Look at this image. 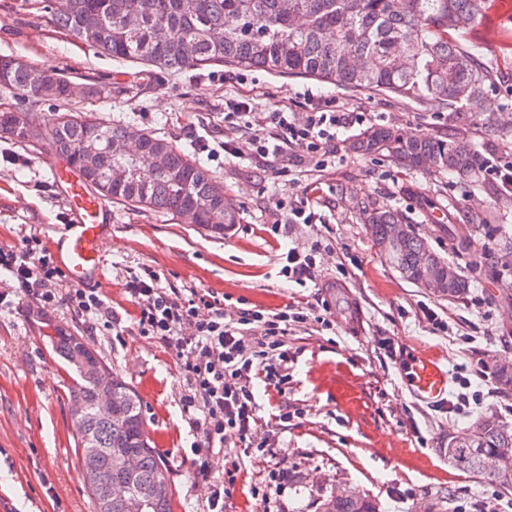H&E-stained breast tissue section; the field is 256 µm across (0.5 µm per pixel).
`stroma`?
Masks as SVG:
<instances>
[{"instance_id": "obj_1", "label": "stroma", "mask_w": 512, "mask_h": 512, "mask_svg": "<svg viewBox=\"0 0 512 512\" xmlns=\"http://www.w3.org/2000/svg\"><path fill=\"white\" fill-rule=\"evenodd\" d=\"M465 43L503 79L488 90L480 113L453 120L425 104H406L372 92H348L302 78L253 68L220 67L160 73L96 53L57 30L41 0H0V54L61 70L72 80L90 78L104 97L79 102L81 110L111 122L157 132L187 148L224 185L240 222L221 238L169 217L111 205L112 238L104 249L105 302L118 316L116 330L88 333V322L61 306L39 308L12 295L0 304V512H93L77 458L66 368L45 336L58 325L86 338L101 359L137 391L154 445L173 490V512H208L210 489L193 475V433L182 413L179 362L156 340L139 335L136 308L124 291L130 272L151 267L163 285L197 288L224 297V319L246 309H275L287 303L314 304L309 320L292 325L286 338L288 382L284 394L259 400L255 446L229 438L213 454L210 469L222 478L231 462L240 470L224 512H315L320 499L352 487L375 497L384 512H446L454 500L485 502L492 485L456 470L444 450L466 432L472 417L495 412L512 426V395L503 396L493 370L512 352V267L499 258L512 248V195L490 197L491 181L465 183L453 174L406 171L383 156L351 153V132L339 134L333 163L316 171L296 164L287 150L283 173L249 155L225 156V144L244 147L264 113L288 106L307 112L308 95L360 112L370 127L392 126L404 135L443 136L462 132L478 155L512 157V141L485 131L493 121L512 134V0L486 6ZM250 105V122L224 124V102ZM64 163L48 147L31 149L0 138V247L32 235L49 241L69 223V207L55 178ZM317 199L322 220L292 224L291 205ZM373 199L401 211L430 248L448 259L472 285L451 301L400 278L378 255L356 205ZM473 217L480 230L466 250H457L439 217ZM287 225L275 234L274 222ZM321 243L311 280L305 285L282 275L281 245L309 250ZM431 308L448 320L433 332L423 315ZM391 342L395 357L381 345ZM434 350L448 366V393L466 376L479 395L468 415L447 405L415 402L400 375L399 351ZM295 416L282 422L278 405ZM288 473L272 485L275 469Z\"/></svg>"}]
</instances>
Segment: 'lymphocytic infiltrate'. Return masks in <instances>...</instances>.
<instances>
[{"mask_svg": "<svg viewBox=\"0 0 512 512\" xmlns=\"http://www.w3.org/2000/svg\"><path fill=\"white\" fill-rule=\"evenodd\" d=\"M363 122L362 113L332 110L323 99L315 98L302 119L284 107L267 113L264 128L255 130L247 149L260 164L273 170L286 149L298 146L323 168L338 133ZM2 269L37 307L62 305L107 330L118 323L96 289L59 292L64 273L39 238L28 237L20 245L0 248ZM126 291L137 309L140 335L162 343L181 361L185 382L182 409L197 435L191 447V466L195 476L211 480V453L226 447L229 435L243 443L252 436L258 423L256 383L277 391L287 380L284 338L289 324L306 320L308 313L289 303L273 311L246 309L237 321L228 323L223 299L194 288L164 287L160 274L148 267L129 277ZM203 306L210 309L209 317H201ZM273 352L279 359L275 366L269 362Z\"/></svg>", "mask_w": 512, "mask_h": 512, "instance_id": "f902f5d3", "label": "lymphocytic infiltrate"}]
</instances>
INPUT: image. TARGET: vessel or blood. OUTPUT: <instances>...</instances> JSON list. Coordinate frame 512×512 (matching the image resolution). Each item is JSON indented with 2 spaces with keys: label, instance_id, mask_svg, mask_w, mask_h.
<instances>
[{
  "label": "vessel or blood",
  "instance_id": "1",
  "mask_svg": "<svg viewBox=\"0 0 512 512\" xmlns=\"http://www.w3.org/2000/svg\"><path fill=\"white\" fill-rule=\"evenodd\" d=\"M72 219L51 238L50 248L69 283L100 287L104 278L103 246L112 236L109 209L90 196L77 173L64 180ZM403 380L410 395L426 405L448 398V368L433 351L415 348L405 354Z\"/></svg>",
  "mask_w": 512,
  "mask_h": 512
}]
</instances>
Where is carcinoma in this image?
Segmentation results:
<instances>
[{"instance_id": "cac0c4a2", "label": "carcinoma", "mask_w": 512, "mask_h": 512, "mask_svg": "<svg viewBox=\"0 0 512 512\" xmlns=\"http://www.w3.org/2000/svg\"><path fill=\"white\" fill-rule=\"evenodd\" d=\"M485 0H154L150 11L142 0H74L73 8L55 12L56 28L66 31L101 54L123 62L141 63L163 73L214 66L266 69L290 78L333 84L347 91H370L408 102H427L442 112L480 99L476 86L488 90L497 74L461 42L480 19ZM67 76L30 62L14 65L0 89L33 97L44 84L57 85L47 101L70 102ZM0 137L24 146L48 141L53 154L79 172L85 186L104 199L133 209L161 213L175 221L187 216L211 234L222 236L239 223L238 212L211 200L216 182L192 152L153 131L105 122L91 112L55 114L46 130L30 126L18 112H0ZM137 140V152L119 159L108 144ZM360 155H383L401 168L452 173L475 182L479 178L473 146L455 135L402 137L393 127L363 131L349 144ZM162 157V166L154 163ZM128 163L131 178L106 192L109 169ZM359 218L367 225L377 252L403 279L417 284L421 262L448 274L450 262L438 256L409 228L393 236L406 217L372 201L361 203ZM473 224L448 218V238L467 246ZM470 280L457 274L445 296L458 299L469 292ZM50 341L66 368L74 373L68 398L83 408L78 428L88 440L76 439L78 461L87 482L93 512L113 484L130 487L126 499L112 501L110 512H172V497L153 495L157 485H170L143 414L142 400L118 373H112L116 408L112 418L97 416V385L87 365L106 367L80 337L60 326ZM501 457L512 470V427L501 426L497 414L481 413L471 423L467 442L446 450L448 462L477 479L489 478L498 494L512 496L497 477L482 471L485 454ZM137 460L129 473L117 468L116 455ZM318 512H380V504L358 490L349 496L321 501Z\"/></svg>"}]
</instances>
